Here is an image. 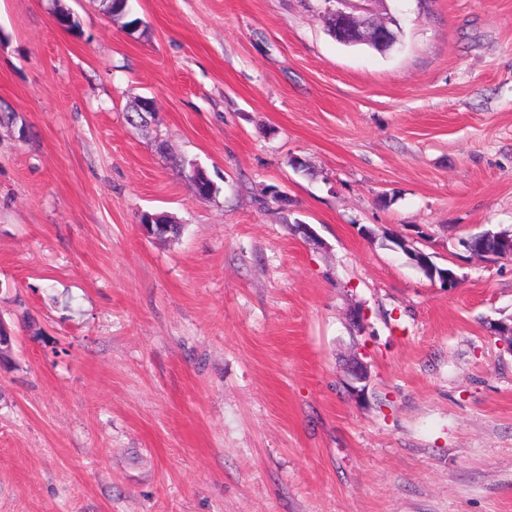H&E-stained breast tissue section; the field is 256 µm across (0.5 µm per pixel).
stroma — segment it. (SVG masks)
<instances>
[{
	"instance_id": "1",
	"label": "stroma",
	"mask_w": 512,
	"mask_h": 512,
	"mask_svg": "<svg viewBox=\"0 0 512 512\" xmlns=\"http://www.w3.org/2000/svg\"><path fill=\"white\" fill-rule=\"evenodd\" d=\"M132 4L0 0V512H512V0ZM354 0H326L325 11L334 15L339 37L346 44L362 42L386 43L393 38L392 32L373 21L368 9L360 7ZM392 243L401 249L404 253L407 252L410 254L411 260L420 268L427 270L430 273V277L432 281H436V279L441 283L443 288H448L451 290L456 287L458 276L451 268H437L431 257L425 253L423 250L414 247L411 242H409L402 235L395 236L391 238ZM345 373L349 377L350 382L348 385L351 391L356 397H363L366 391V384L362 386H356V384L367 383L368 374L366 366L357 358H353L345 367Z\"/></svg>"
}]
</instances>
